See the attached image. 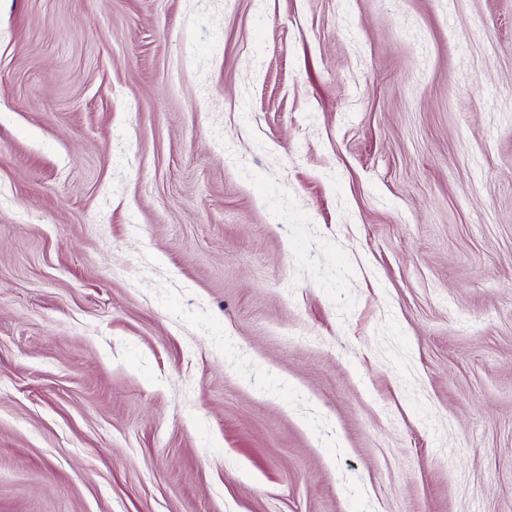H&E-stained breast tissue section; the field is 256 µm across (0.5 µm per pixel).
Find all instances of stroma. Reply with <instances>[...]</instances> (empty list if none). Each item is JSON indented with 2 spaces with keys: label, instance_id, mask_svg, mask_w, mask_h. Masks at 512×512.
Returning a JSON list of instances; mask_svg holds the SVG:
<instances>
[{
  "label": "stroma",
  "instance_id": "1",
  "mask_svg": "<svg viewBox=\"0 0 512 512\" xmlns=\"http://www.w3.org/2000/svg\"><path fill=\"white\" fill-rule=\"evenodd\" d=\"M0 512H512V0H0Z\"/></svg>",
  "mask_w": 512,
  "mask_h": 512
}]
</instances>
